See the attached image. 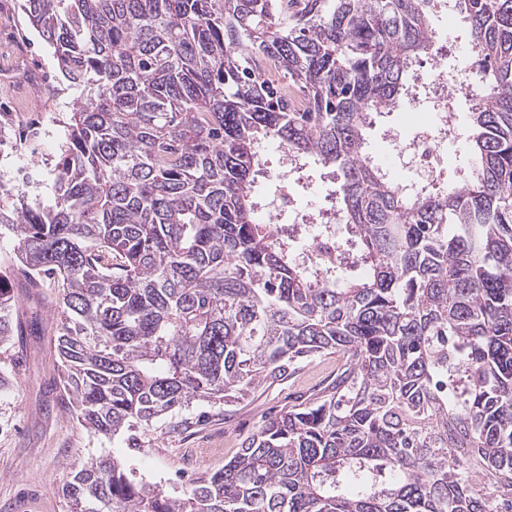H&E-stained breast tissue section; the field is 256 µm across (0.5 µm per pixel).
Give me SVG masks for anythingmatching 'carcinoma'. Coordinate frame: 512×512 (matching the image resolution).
Segmentation results:
<instances>
[{
	"instance_id": "obj_1",
	"label": "carcinoma",
	"mask_w": 512,
	"mask_h": 512,
	"mask_svg": "<svg viewBox=\"0 0 512 512\" xmlns=\"http://www.w3.org/2000/svg\"><path fill=\"white\" fill-rule=\"evenodd\" d=\"M482 87L468 161L410 196L366 149L435 59L433 0H23L90 88L55 203L0 182L17 288H57L68 404L104 438L336 369L180 496L107 456L71 512H512V0H452ZM275 140L340 176L353 264L258 224ZM0 273V346L24 313Z\"/></svg>"
}]
</instances>
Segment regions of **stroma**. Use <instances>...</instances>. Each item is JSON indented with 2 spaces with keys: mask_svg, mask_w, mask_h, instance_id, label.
<instances>
[{
  "mask_svg": "<svg viewBox=\"0 0 512 512\" xmlns=\"http://www.w3.org/2000/svg\"><path fill=\"white\" fill-rule=\"evenodd\" d=\"M21 0H0V123L36 112L52 115L50 137L44 144L27 146L17 154L11 144L0 147V181L23 185L32 202L49 206L55 201L54 164L66 139L73 104L84 90L58 80V93L41 94L17 80L16 73L50 74L56 66L53 50L29 29L19 9ZM420 106L406 100L398 111L376 119L368 133V151L386 160L393 143L405 139V116ZM36 171L34 183L23 184L26 170ZM54 288L41 289L38 298H19L18 306L37 314L38 331L14 337L0 352V369L10 379L0 391V512H70L61 493L67 466L73 460L111 456L133 469L137 479L159 485L171 494H182L197 479L223 468L241 442L257 431L266 412L287 407L333 371L335 356L306 365L293 378L263 385L232 411L197 404L184 412V423L170 429L159 421L142 433L137 451H130L122 437L107 439L90 433L78 422L60 383L58 357L48 331L57 309Z\"/></svg>",
  "mask_w": 512,
  "mask_h": 512,
  "instance_id": "1",
  "label": "stroma"
}]
</instances>
